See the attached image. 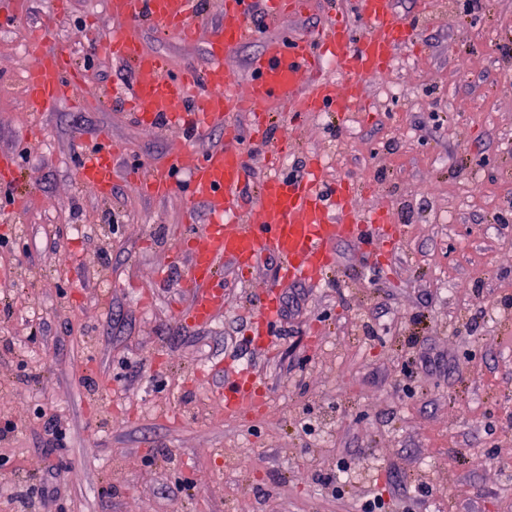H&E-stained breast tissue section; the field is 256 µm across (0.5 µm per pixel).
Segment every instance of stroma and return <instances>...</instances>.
Here are the masks:
<instances>
[{"mask_svg":"<svg viewBox=\"0 0 512 512\" xmlns=\"http://www.w3.org/2000/svg\"><path fill=\"white\" fill-rule=\"evenodd\" d=\"M346 2L310 0L268 35L317 32ZM108 25L103 0H66L58 34L79 45ZM139 36L170 72L203 58L153 26ZM403 55L399 95H368L369 110L273 112L270 141L295 143L282 172L320 155L328 182L348 178L364 208L390 206L398 231L393 270L347 240L322 288L283 284L269 358L245 336L280 259L263 255L249 287L229 281L212 323H178L190 294L176 238L206 208L178 192L145 198L126 175L165 167L171 137L110 103L37 114L18 57L0 53V94L13 93L0 98V150L18 161L0 186L12 239L0 247V418L18 424L0 438V512H359L375 495L387 512H512V0H484L476 17L440 0ZM462 56L476 68L457 72ZM33 125L38 148L22 136ZM103 138L123 150L108 201L78 184L72 158ZM475 181L488 200L470 198ZM9 192L29 195L23 214ZM443 210L449 223H435ZM229 356L256 367L267 394L214 426ZM49 418L67 431L57 454ZM344 462L336 493L319 478Z\"/></svg>","mask_w":512,"mask_h":512,"instance_id":"1","label":"stroma"}]
</instances>
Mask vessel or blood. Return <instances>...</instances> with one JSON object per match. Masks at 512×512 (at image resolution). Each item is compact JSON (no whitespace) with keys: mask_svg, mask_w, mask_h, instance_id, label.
I'll return each instance as SVG.
<instances>
[{"mask_svg":"<svg viewBox=\"0 0 512 512\" xmlns=\"http://www.w3.org/2000/svg\"><path fill=\"white\" fill-rule=\"evenodd\" d=\"M261 1L271 25L306 5V0H220L218 19L204 22L199 0H104L112 26L86 43L88 54L130 66L131 83L113 90L112 96L138 123L167 128L185 139L167 167H140L128 173L145 196L160 199L180 190L188 205L204 204L209 213L206 223L189 224L177 240L176 255L185 261L192 290L182 321L208 324L223 313L224 266L244 278L262 255L281 258L279 279L268 285L254 314L255 346L268 343L274 333L281 282L322 285L336 266L335 244L359 237L370 241L377 260L390 265L396 228L383 212L368 216L357 210L350 182H323L316 157L297 179L278 172L266 176L253 205L245 206V138L232 124V116L263 112L271 105L296 114L353 111L365 103L368 82L386 71L415 39L413 25L397 16L395 0H354L351 16L333 17L316 35L267 39L252 59L250 78L243 85L224 59L256 38L253 15ZM33 19L31 58L22 68L23 95L31 107L53 112L64 101L97 95L93 74L80 66L72 45L59 39L54 16ZM148 23L179 41L202 44L203 61L169 74L163 57L140 47L137 31ZM217 128L224 131L222 146H193V139ZM120 158V147L109 141L85 150L76 163L79 184L99 198H110ZM265 393L255 368L225 364L226 412L253 407Z\"/></svg>","mask_w":512,"mask_h":512,"instance_id":"b4317fda","label":"vessel or blood"}]
</instances>
